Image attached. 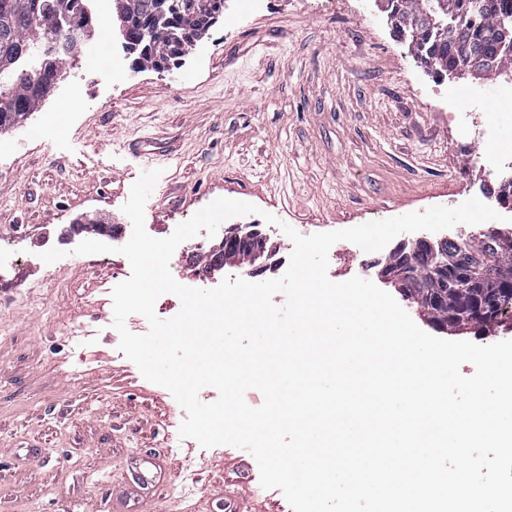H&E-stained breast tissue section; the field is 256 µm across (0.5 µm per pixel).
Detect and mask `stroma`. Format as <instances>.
<instances>
[{
    "label": "stroma",
    "mask_w": 512,
    "mask_h": 512,
    "mask_svg": "<svg viewBox=\"0 0 512 512\" xmlns=\"http://www.w3.org/2000/svg\"><path fill=\"white\" fill-rule=\"evenodd\" d=\"M103 12L125 77L109 86L83 60L27 120L0 132V244L23 254L0 274V512H292L260 485L246 450L180 438L186 413L119 350L112 289L131 275L119 253L75 254L84 224L120 223L147 164L161 168L145 228L172 234L223 197L252 203L311 235L443 205L512 178L448 116L454 94L483 93L492 112L502 76H440L414 59L381 0H266L224 13L164 72L135 62L114 0ZM80 79L78 105L55 107ZM54 236L45 243L44 232ZM63 250L42 262L47 247ZM374 254L340 241L328 275L375 279Z\"/></svg>",
    "instance_id": "stroma-1"
}]
</instances>
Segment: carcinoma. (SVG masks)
I'll list each match as a JSON object with an SVG mask.
<instances>
[{"label": "carcinoma", "mask_w": 512, "mask_h": 512, "mask_svg": "<svg viewBox=\"0 0 512 512\" xmlns=\"http://www.w3.org/2000/svg\"><path fill=\"white\" fill-rule=\"evenodd\" d=\"M77 0H0V130L13 127L37 109L49 93L46 71L69 60L67 49L77 42L85 46L92 35L89 24L72 26L73 4ZM464 18V27L451 35H437L430 29L431 16L439 5ZM117 19L126 47H134L141 28L152 26L151 40L140 48L142 67L161 70L170 60L185 53L180 38L192 31L203 35L205 18L219 8V0H176V8L165 23L156 22L157 0H116ZM396 19L400 27L415 37L420 47L428 41L437 65L460 71L472 70V61L481 57L487 69L475 78L498 74L512 50L500 49L504 32L512 39V0H402ZM37 55L41 63L25 69L21 63ZM437 259L445 269L450 287L438 288L428 261L411 248L392 255L393 270H403L408 257L417 266L400 280L399 291L416 305L435 328L447 325L451 331L469 328L462 315L476 308L484 312L480 330L492 331L505 322L504 310H512V237L495 230L482 232L466 242L435 243Z\"/></svg>", "instance_id": "1"}]
</instances>
